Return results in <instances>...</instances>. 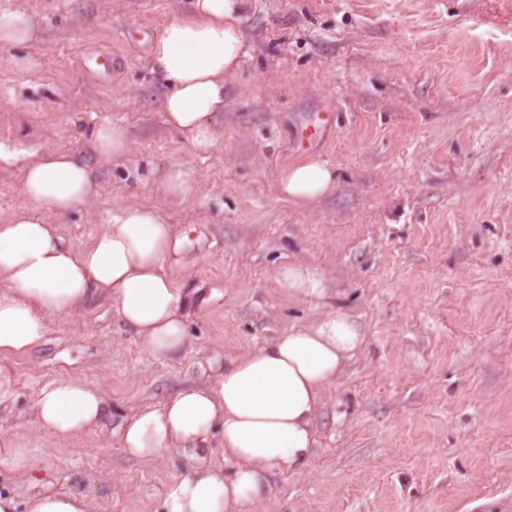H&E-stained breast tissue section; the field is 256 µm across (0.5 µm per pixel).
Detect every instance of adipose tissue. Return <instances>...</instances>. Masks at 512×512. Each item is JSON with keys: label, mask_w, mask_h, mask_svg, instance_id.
Listing matches in <instances>:
<instances>
[{"label": "adipose tissue", "mask_w": 512, "mask_h": 512, "mask_svg": "<svg viewBox=\"0 0 512 512\" xmlns=\"http://www.w3.org/2000/svg\"><path fill=\"white\" fill-rule=\"evenodd\" d=\"M250 0H194L152 42L147 63L168 87L167 124L195 149L215 142L224 84L247 54L243 18ZM336 177L319 160L286 168L280 193L303 206L334 192ZM21 190L28 211L0 221V351L39 347L52 319L93 300L112 303L121 324L151 356L181 354L188 340L184 309L193 294L170 270L182 244L158 207L133 202L112 210L109 224L85 247L65 243L47 216L88 210L96 194L91 168L76 154L47 151L26 165ZM284 296L323 292L321 274L290 264L276 273ZM363 336L340 310L289 329L231 359L211 384L187 385L126 419L116 432L129 458L159 461L178 452L185 471L167 488L162 512H257L272 495L271 479L308 469L323 392L336 383ZM37 432L69 439L100 427L107 399L95 385L61 378L34 405ZM219 459L203 456L212 440ZM95 512L90 493L44 491L18 504L0 493V512Z\"/></svg>", "instance_id": "adipose-tissue-1"}]
</instances>
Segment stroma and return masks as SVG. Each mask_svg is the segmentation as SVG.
<instances>
[{
	"mask_svg": "<svg viewBox=\"0 0 512 512\" xmlns=\"http://www.w3.org/2000/svg\"><path fill=\"white\" fill-rule=\"evenodd\" d=\"M191 4L0 0L40 33L0 48V144L17 153L0 166V216L28 208L32 153H75L97 196L58 218L65 240L86 245L123 202L162 208L197 292L175 359L150 356L106 301L53 319L28 353L0 352V434L31 428L59 378L98 386L109 404L101 429L38 442L34 480L1 465L0 491L22 503L86 490L98 512H157L186 462L128 459L112 443L122 421L336 307L364 343L322 398L309 468L273 478L267 512H512V0H254L248 54L204 152L165 122L151 34L117 40ZM88 48L126 63L82 74ZM319 110L335 125L310 151L293 147V123ZM106 121L131 142L108 162L93 149ZM307 156L337 184L301 208L278 182ZM173 167L196 186L181 202L156 190ZM296 263L322 273L324 294L280 292L276 268Z\"/></svg>",
	"mask_w": 512,
	"mask_h": 512,
	"instance_id": "35a3bbf8",
	"label": "stroma"
}]
</instances>
